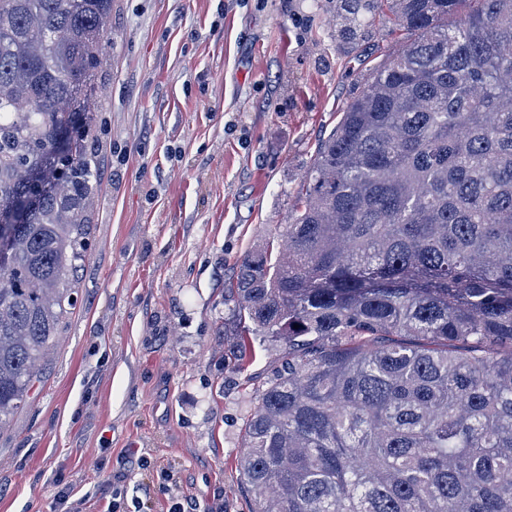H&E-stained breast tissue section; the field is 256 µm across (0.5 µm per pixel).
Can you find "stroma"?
Here are the masks:
<instances>
[{"mask_svg":"<svg viewBox=\"0 0 512 512\" xmlns=\"http://www.w3.org/2000/svg\"><path fill=\"white\" fill-rule=\"evenodd\" d=\"M114 0L91 86L104 166L77 304L0 429V512H248L236 459L275 364L224 368V284L282 227L322 140L403 42L387 6Z\"/></svg>","mask_w":512,"mask_h":512,"instance_id":"35a3bbf8","label":"stroma"}]
</instances>
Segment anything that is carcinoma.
Here are the masks:
<instances>
[{"label": "carcinoma", "mask_w": 512, "mask_h": 512, "mask_svg": "<svg viewBox=\"0 0 512 512\" xmlns=\"http://www.w3.org/2000/svg\"><path fill=\"white\" fill-rule=\"evenodd\" d=\"M389 8L405 41L319 146L281 254L224 289V365L281 347L237 458L249 512H512V0ZM111 12L0 0V429L76 307L101 161L48 154Z\"/></svg>", "instance_id": "cac0c4a2"}]
</instances>
